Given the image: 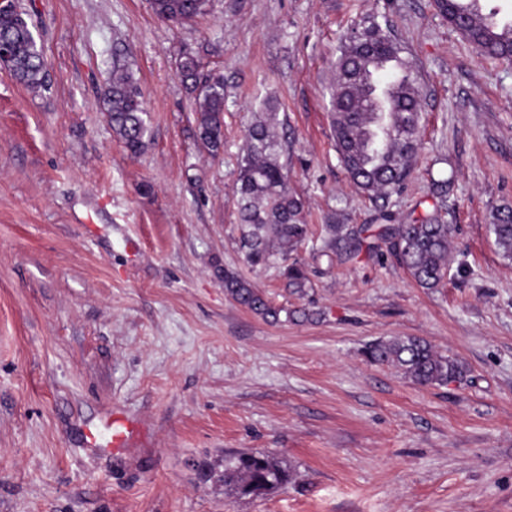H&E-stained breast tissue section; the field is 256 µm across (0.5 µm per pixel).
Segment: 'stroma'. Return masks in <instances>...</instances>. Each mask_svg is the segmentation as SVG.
<instances>
[{
  "instance_id": "35a3bbf8",
  "label": "stroma",
  "mask_w": 512,
  "mask_h": 512,
  "mask_svg": "<svg viewBox=\"0 0 512 512\" xmlns=\"http://www.w3.org/2000/svg\"><path fill=\"white\" fill-rule=\"evenodd\" d=\"M19 2L49 89L0 69V512H512V260L489 229L512 207V66L433 0H210L182 26L148 0ZM368 15L388 21L422 100L418 162L389 209L454 225L452 262L426 290L391 258L306 247L311 286L294 294L240 248L244 130L272 98L313 231L330 213L376 225L327 117L339 40ZM185 52L224 79L216 158ZM117 53L149 117L136 158L106 117ZM219 267L278 320L226 295ZM394 336L424 338L464 378L421 386L365 360ZM114 412L136 426L119 451ZM264 450L291 482L242 496L219 481L225 457Z\"/></svg>"
}]
</instances>
